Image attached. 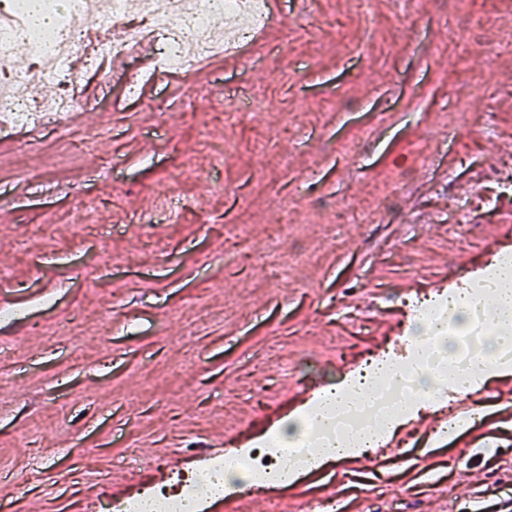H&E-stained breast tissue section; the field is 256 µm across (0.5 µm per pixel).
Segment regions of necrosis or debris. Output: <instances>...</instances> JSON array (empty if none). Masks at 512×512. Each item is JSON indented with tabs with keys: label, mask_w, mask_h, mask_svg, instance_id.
<instances>
[{
	"label": "necrosis or debris",
	"mask_w": 512,
	"mask_h": 512,
	"mask_svg": "<svg viewBox=\"0 0 512 512\" xmlns=\"http://www.w3.org/2000/svg\"><path fill=\"white\" fill-rule=\"evenodd\" d=\"M221 25H213V17ZM265 0H0V118L13 125L64 130L68 112L87 105L82 92L85 72L109 78V61L133 64L132 47L148 38L164 73L186 72L191 61H202L233 47L252 42L267 24ZM103 37L93 50L84 47L86 26ZM23 44L32 60L30 70L13 68L8 50ZM41 81L59 87L52 100H30L26 88ZM451 295L409 302L414 332H421L426 313L441 314L458 358L482 351L481 314L471 311L467 320L450 312ZM367 403L341 421L350 432L375 434L376 423L393 413L410 416L429 396L422 381L407 377L398 384L377 386ZM305 437L282 433L262 452L242 449L238 456H207L199 468L178 473L163 488H147L137 496L113 501L109 512H206L207 503L242 485L259 490L287 483L321 467L324 456L304 455Z\"/></svg>",
	"instance_id": "obj_1"
}]
</instances>
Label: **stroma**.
Wrapping results in <instances>:
<instances>
[{
	"label": "stroma",
	"mask_w": 512,
	"mask_h": 512,
	"mask_svg": "<svg viewBox=\"0 0 512 512\" xmlns=\"http://www.w3.org/2000/svg\"><path fill=\"white\" fill-rule=\"evenodd\" d=\"M272 13L241 53L138 97L87 77L68 135L0 130L8 512H100L170 458L191 469L199 449L260 440L261 420L281 428L363 357L408 350L400 295L452 291L512 251V196L491 192L512 168V0ZM251 95L269 109L224 111ZM85 199L91 226L65 222ZM449 400L482 410L443 439L440 405L422 407L389 429L396 447L279 490L282 512H512V361Z\"/></svg>",
	"instance_id": "1"
}]
</instances>
